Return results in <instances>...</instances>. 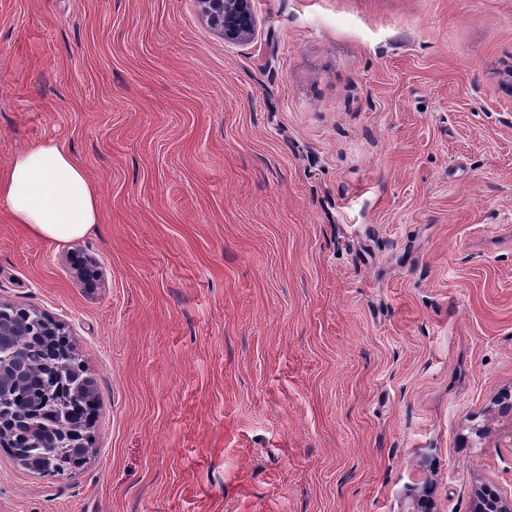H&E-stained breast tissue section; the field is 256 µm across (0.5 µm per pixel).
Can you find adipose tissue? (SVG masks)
I'll return each mask as SVG.
<instances>
[{
	"instance_id": "ef3b65f1",
	"label": "adipose tissue",
	"mask_w": 512,
	"mask_h": 512,
	"mask_svg": "<svg viewBox=\"0 0 512 512\" xmlns=\"http://www.w3.org/2000/svg\"><path fill=\"white\" fill-rule=\"evenodd\" d=\"M0 208L50 243L87 236L101 219L100 191L83 165L48 140L17 152L0 171Z\"/></svg>"
}]
</instances>
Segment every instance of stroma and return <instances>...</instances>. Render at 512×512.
I'll list each match as a JSON object with an SVG mask.
<instances>
[{
    "label": "stroma",
    "instance_id": "35a3bbf8",
    "mask_svg": "<svg viewBox=\"0 0 512 512\" xmlns=\"http://www.w3.org/2000/svg\"><path fill=\"white\" fill-rule=\"evenodd\" d=\"M0 0V168L45 139L101 224L0 208V304L99 398L0 512H438L512 496V0ZM96 276L87 281L84 268ZM207 24L228 42L247 40L253 31L252 0H199ZM493 491L495 494V511L496 512H511L512 511V499L507 498L503 493L491 484H483L476 487L473 491L470 512H488L486 508L487 493Z\"/></svg>",
    "mask_w": 512,
    "mask_h": 512
}]
</instances>
